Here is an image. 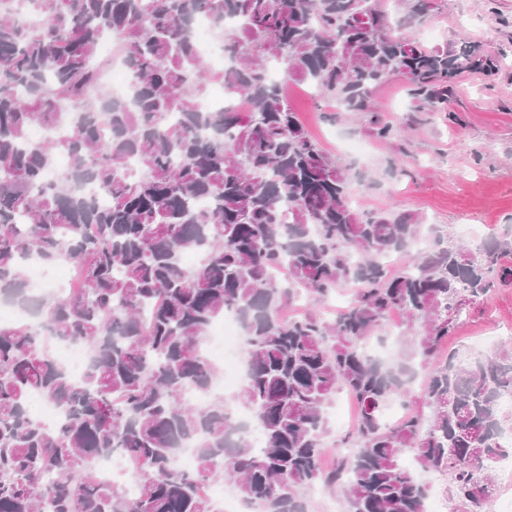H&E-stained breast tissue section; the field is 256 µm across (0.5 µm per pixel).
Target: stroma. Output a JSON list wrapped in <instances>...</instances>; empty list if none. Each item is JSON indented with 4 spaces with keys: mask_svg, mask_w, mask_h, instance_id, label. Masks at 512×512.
Masks as SVG:
<instances>
[{
    "mask_svg": "<svg viewBox=\"0 0 512 512\" xmlns=\"http://www.w3.org/2000/svg\"><path fill=\"white\" fill-rule=\"evenodd\" d=\"M409 36L430 47L473 42L494 52L491 76L463 74L444 110L418 111L403 80L375 95L381 119L398 137L378 138L369 115L338 111L335 103L300 80L288 103L318 146L344 168L361 167L372 189L351 183L360 208L416 215L438 228L447 244L459 242L458 225L478 224L486 237L512 235V0H434ZM445 348L462 351L476 337L512 329V284L495 283L468 304Z\"/></svg>",
    "mask_w": 512,
    "mask_h": 512,
    "instance_id": "obj_1",
    "label": "stroma"
}]
</instances>
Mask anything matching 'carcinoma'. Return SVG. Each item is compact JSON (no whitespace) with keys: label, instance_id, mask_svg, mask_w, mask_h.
Masks as SVG:
<instances>
[{"label":"carcinoma","instance_id":"1","mask_svg":"<svg viewBox=\"0 0 512 512\" xmlns=\"http://www.w3.org/2000/svg\"><path fill=\"white\" fill-rule=\"evenodd\" d=\"M27 0L36 24L0 9V295L23 300L49 331L0 325V512H217L205 483H233L254 512H305L303 491L322 481L348 512H424L428 487L401 463L448 473L464 512H488L489 461L504 452L511 417L512 347L463 361L441 348L467 303L512 280V239L476 250L436 242L410 254L423 225L410 213L359 212L350 175L311 138L271 62L310 81L344 112L371 115L376 135L399 130L372 109L376 92L404 80L418 109L448 101L451 79L491 72L496 59L468 42L428 48L402 33L425 20L433 0ZM229 18L228 75L208 68L190 27L199 15ZM108 36L122 41L129 91L97 87L93 61ZM247 107L205 104L208 84ZM77 113L69 133L30 141ZM69 172L54 175L56 156ZM135 158L138 168L128 165ZM90 182L110 202L69 190ZM188 250L205 260L189 270ZM407 255L398 270L382 258ZM76 263L67 298L29 293L31 258ZM282 265L285 277H273ZM359 283L357 299L332 321L286 318L296 289L322 300ZM242 316L247 374L234 399L254 412L255 450L224 396L210 392L215 365L201 345L215 319ZM399 311L408 332L402 358L372 359L363 345ZM79 342L89 369L74 381L49 342ZM425 371L422 409L388 424V403H407L411 376ZM198 395L185 397L187 391ZM344 390L356 402L350 463L322 468L331 435L327 408ZM37 391L63 412L47 429L27 411ZM192 440L193 472L175 462ZM134 458L138 492L102 480L92 461Z\"/></svg>","mask_w":512,"mask_h":512}]
</instances>
